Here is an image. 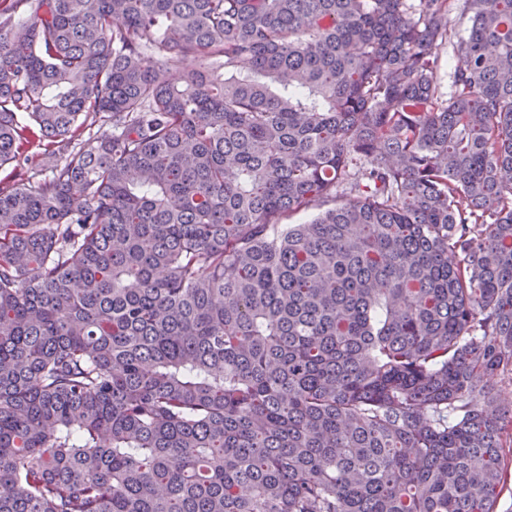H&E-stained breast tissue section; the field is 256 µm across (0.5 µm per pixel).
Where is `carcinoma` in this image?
Listing matches in <instances>:
<instances>
[{
	"label": "carcinoma",
	"mask_w": 512,
	"mask_h": 512,
	"mask_svg": "<svg viewBox=\"0 0 512 512\" xmlns=\"http://www.w3.org/2000/svg\"><path fill=\"white\" fill-rule=\"evenodd\" d=\"M453 2L0 0V512H498L512 0Z\"/></svg>",
	"instance_id": "1"
}]
</instances>
